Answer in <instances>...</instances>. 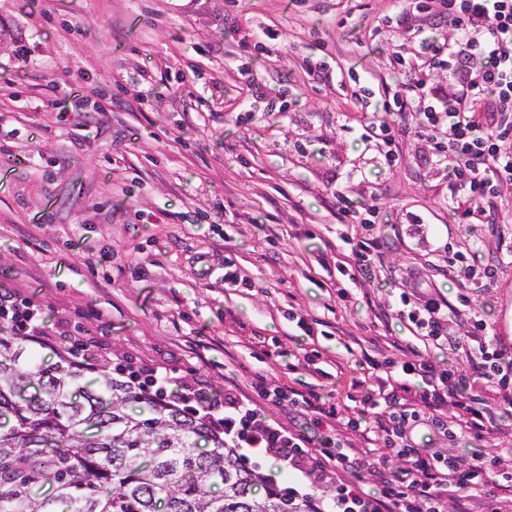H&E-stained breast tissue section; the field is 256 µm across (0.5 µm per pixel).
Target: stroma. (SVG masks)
<instances>
[{"label": "stroma", "instance_id": "obj_1", "mask_svg": "<svg viewBox=\"0 0 512 512\" xmlns=\"http://www.w3.org/2000/svg\"><path fill=\"white\" fill-rule=\"evenodd\" d=\"M391 5L0 0V145L39 156L34 167L0 162V283L50 327L80 322L88 362L108 354L116 367L173 370L287 431L297 419L254 392L256 377L342 403L364 357L430 353L385 319L409 269L452 306L449 338L465 334L449 249L479 241L484 261L500 263L469 303L512 350V184L487 219L455 223L452 183L429 144L399 135L387 165L340 87L352 75L378 93L403 81L404 30L371 34ZM268 26L279 33L271 53L244 55V32ZM306 56L329 62V81L302 69ZM246 63L258 89L250 115L238 108ZM71 73L86 76L74 98ZM340 193L377 200L388 230L376 279L344 301ZM217 211L223 223H211ZM229 267L238 281L225 280ZM302 350L317 354L306 369L295 365Z\"/></svg>", "mask_w": 512, "mask_h": 512}]
</instances>
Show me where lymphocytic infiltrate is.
<instances>
[{
	"instance_id": "1",
	"label": "lymphocytic infiltrate",
	"mask_w": 512,
	"mask_h": 512,
	"mask_svg": "<svg viewBox=\"0 0 512 512\" xmlns=\"http://www.w3.org/2000/svg\"><path fill=\"white\" fill-rule=\"evenodd\" d=\"M385 21L406 30L414 56L447 71L451 91L435 92L423 75L403 82L378 102L355 95L356 106L369 115L364 136L382 141L390 166L399 159L398 132L430 142L435 160L449 167L454 186L448 199L450 213L457 223H473L494 207L499 187L512 182V0H399ZM442 23L456 31L454 42L436 37L434 30ZM474 57L482 61L475 72L468 66ZM380 110L396 113L400 129L371 120V113ZM336 210L348 228L342 240L350 247L346 262L337 267L348 280L336 289L344 300L349 285L373 277L383 226L377 203L359 205L340 194ZM448 270L474 291L490 287L497 276L494 267L483 264L476 244L449 253ZM448 309L445 302L416 289L400 292L393 319L409 324L435 349L455 351L456 358L438 359L409 349L399 358L367 360L368 369H388L394 381L388 389L363 387L353 398L351 413H342L337 404L323 402L314 392L281 387L264 378L254 382V390L273 404H287L300 420L296 432L284 434L246 404L232 402L227 413H219L203 388L194 390L191 408L220 416L232 441L265 449L289 467L306 470L317 482L333 484L335 512H471L475 498L484 512H507L500 493L512 489V451L491 447L495 412L482 393L512 388V351L491 336L480 311L470 315L468 336L449 340ZM0 314L34 341L53 333L33 303L4 286ZM446 410L451 413L447 420L442 417ZM423 425L451 438L479 441L481 447L464 456L420 447L416 434ZM364 427L377 431V457L351 451L348 433ZM393 454L399 466L380 474ZM342 472L374 475L378 482L368 492L339 480Z\"/></svg>"
}]
</instances>
